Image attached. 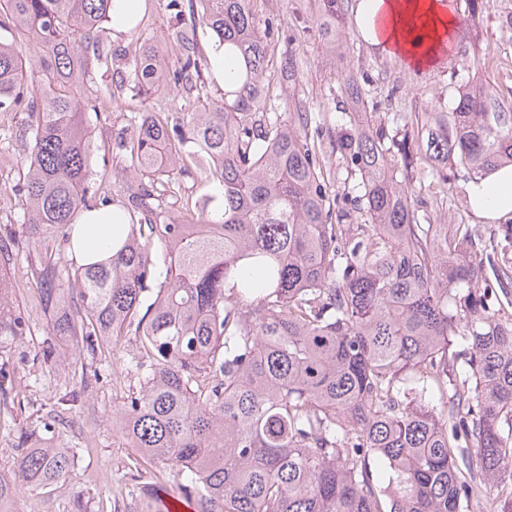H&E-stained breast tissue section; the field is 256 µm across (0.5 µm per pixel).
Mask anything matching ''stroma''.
<instances>
[{"instance_id": "1", "label": "stroma", "mask_w": 512, "mask_h": 512, "mask_svg": "<svg viewBox=\"0 0 512 512\" xmlns=\"http://www.w3.org/2000/svg\"><path fill=\"white\" fill-rule=\"evenodd\" d=\"M168 0H147V9L137 32L128 39L113 37L111 23H103L99 49L106 63L92 72L85 95L95 102L86 110L85 121L93 132L92 167L107 170L111 197H118L126 179L130 161L118 149L117 134L126 127L131 112H155L178 108L186 90L161 85L147 95L132 98L117 85L127 77L125 62L142 46L153 47L167 63H175L183 49L169 27ZM260 21L271 23L268 41L272 82L271 100L276 111L288 109L291 99H302L327 114L323 136L325 147L336 143L341 129L342 111H363L364 101H347L336 106L329 91L338 87L341 76L357 75L364 100H376L381 112H398L407 120L432 109L448 110L453 102V77L472 69L475 59L488 61L487 72L501 89H512V0H491L487 16L476 21L469 33L467 54L451 53L435 67L417 72L400 60L384 54L366 42L355 27V12L347 10L335 44H328L319 31L318 0H253ZM0 38L20 45L24 81L32 94H39L43 78L44 48L26 31L1 29ZM296 53L302 62L297 81L283 79L281 63L288 53ZM26 114L0 112V238L10 241L12 259L5 270L6 280L24 314L29 330L26 336L0 353L8 376L0 397V476L15 479L20 428L33 430L36 439L58 448L76 452L69 474L37 490L25 483L17 485L13 502L15 512H71L74 502H82L86 512H128L146 486L162 485L168 490L167 504H174L180 483L176 474L142 458L124 435L120 411L131 396L141 389V378L128 368L139 347L134 335L121 337L112 345L111 367L100 366L85 348L54 341L50 332L52 312L41 303L36 285L38 261L68 259L67 243L61 234L28 235L21 226V197L17 192L25 178L19 161V147L11 135L26 121ZM454 201L451 208L441 207L443 184L432 181L425 195L430 198L431 219L436 224H472L483 244L501 241L497 225L478 222L466 195L469 176L465 169L450 170ZM55 342L56 362L42 358L48 342ZM90 374L89 387L81 393L67 415L66 424L46 431L50 414L61 396L78 384L79 371Z\"/></svg>"}]
</instances>
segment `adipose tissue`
<instances>
[{
	"label": "adipose tissue",
	"mask_w": 512,
	"mask_h": 512,
	"mask_svg": "<svg viewBox=\"0 0 512 512\" xmlns=\"http://www.w3.org/2000/svg\"><path fill=\"white\" fill-rule=\"evenodd\" d=\"M356 24L363 37L420 71L438 64L451 49L450 36L458 22L445 0H360ZM467 198L474 216L483 223L511 217L512 167L470 180ZM125 221L124 213L113 204L79 212L69 251L84 264L107 259L121 246Z\"/></svg>",
	"instance_id": "1"
}]
</instances>
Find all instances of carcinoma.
I'll use <instances>...</instances> for the list:
<instances>
[{
  "label": "carcinoma",
  "mask_w": 512,
  "mask_h": 512,
  "mask_svg": "<svg viewBox=\"0 0 512 512\" xmlns=\"http://www.w3.org/2000/svg\"><path fill=\"white\" fill-rule=\"evenodd\" d=\"M188 27L169 0L184 49L173 66L154 51L129 60L136 94L189 87L180 113L131 124L118 146L130 168L118 201L123 243L77 265L76 296L58 263L36 275L44 305L69 306L52 333L95 352L133 329L146 369L121 425L141 456L174 470L195 512H512V315L499 293L512 262L478 281L489 255L469 224H433L413 187L444 166L469 178L512 165V95L484 70L460 77L447 112L375 124L349 116L336 152L360 177L352 208L332 193L320 148L326 115L301 102L267 108L270 28L253 0H196ZM322 35L336 41L344 0H323ZM112 0H0V27L32 33L46 49L43 89L24 88L21 49L0 39V110L26 112L30 140L21 193L24 225L70 234L93 208L92 136L80 84L101 62L96 33ZM209 29L238 61L224 104L209 102V62L195 48ZM340 96L361 100L357 76ZM199 171L191 220L162 207L185 161ZM224 189V212L212 208ZM154 292L144 304V295ZM25 335L0 277V348ZM18 475L33 489L67 475L71 448L27 447ZM475 448L479 468L471 466ZM143 512H169L149 488Z\"/></svg>",
  "instance_id": "cac0c4a2"
}]
</instances>
